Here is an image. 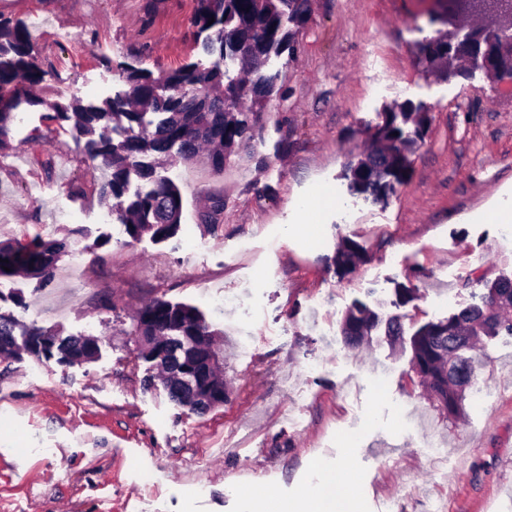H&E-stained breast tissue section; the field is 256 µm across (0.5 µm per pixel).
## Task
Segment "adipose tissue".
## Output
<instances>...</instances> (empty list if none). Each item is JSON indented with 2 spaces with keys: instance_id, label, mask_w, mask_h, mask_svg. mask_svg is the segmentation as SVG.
I'll return each instance as SVG.
<instances>
[{
  "instance_id": "ef3b65f1",
  "label": "adipose tissue",
  "mask_w": 512,
  "mask_h": 512,
  "mask_svg": "<svg viewBox=\"0 0 512 512\" xmlns=\"http://www.w3.org/2000/svg\"><path fill=\"white\" fill-rule=\"evenodd\" d=\"M247 512H359L352 492L338 490L334 494H320L315 489L303 488L296 499L280 507L270 504L265 492L256 485L244 489Z\"/></svg>"
}]
</instances>
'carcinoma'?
Masks as SVG:
<instances>
[{
  "label": "carcinoma",
  "mask_w": 512,
  "mask_h": 512,
  "mask_svg": "<svg viewBox=\"0 0 512 512\" xmlns=\"http://www.w3.org/2000/svg\"><path fill=\"white\" fill-rule=\"evenodd\" d=\"M312 12V0H197L193 24L205 32L200 48L207 55L238 63L239 72L251 79L232 78L217 63L202 68L196 63L158 76L133 65L123 69L127 90L98 104L59 107L57 117L74 120L86 138L84 150L100 160L109 172L98 187L99 200L108 206L127 234L138 239L145 234L163 240L180 229L182 196L177 185L159 174L171 150L185 161L198 158L213 169H224L231 156L246 149L260 135L263 108L278 94L279 73L268 71L270 61L284 52H293L299 33ZM214 22H209V19ZM458 32L448 29L418 46V55L430 73L448 75L460 58ZM35 86L40 72L30 54L29 30L19 21L0 18V148L7 145L9 124L21 102L36 100L24 96L18 81ZM411 122L415 129L404 134L396 124ZM428 113L411 107L385 114L381 123L369 129L367 148L347 165L351 190L378 195L401 183L411 163L410 156L424 141ZM147 182L145 191L128 194L131 177ZM224 217V197L211 196L200 212L201 223L216 225ZM68 251V241H34L26 245L0 242V276L23 273L43 283L55 275L56 262ZM358 258L356 245L344 243L335 261L344 268ZM476 283L486 289L483 306L464 310L446 320L431 322L417 329L410 338L412 369L421 371V384L446 418L461 416L466 400L465 387L451 376L456 365L480 366L474 356L463 352L474 349L482 336H512V278L492 281L481 274ZM140 335L155 336L164 342L168 336H215L217 332L193 306L155 298L137 312ZM373 315L363 306L350 309L343 321L347 344L358 345L371 332ZM17 323L0 314V353L10 358L19 350L37 357L58 352L71 363L96 355L102 338L72 336L56 338L50 330L31 327L22 331L29 337L18 345ZM180 360L177 346L159 360L167 373L164 388L175 402L188 399L191 389L177 386L170 377Z\"/></svg>",
  "instance_id": "carcinoma-1"
}]
</instances>
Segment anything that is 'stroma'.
Returning a JSON list of instances; mask_svg holds the SVG:
<instances>
[{
  "instance_id": "1",
  "label": "stroma",
  "mask_w": 512,
  "mask_h": 512,
  "mask_svg": "<svg viewBox=\"0 0 512 512\" xmlns=\"http://www.w3.org/2000/svg\"><path fill=\"white\" fill-rule=\"evenodd\" d=\"M427 0H313L294 55L273 59L281 95L251 152L223 171L172 159L183 220L167 240L131 239L98 198L104 177L56 104L126 89L121 67L159 75L211 56L196 48V0H0L27 24L41 74L0 150V241L68 239L49 286L0 277V313L20 328L101 337L89 362L0 359V512H243L242 488L291 501L342 472L361 512H512V337L485 339L484 405L448 421L411 368L406 333L481 303L512 275V91L468 62L424 72L416 43L436 37ZM426 110L402 184L380 199L344 177L365 131L404 104ZM332 191V205L304 200ZM224 219L198 222L210 196ZM355 243L350 269L333 263ZM226 295L237 296L231 306ZM162 297L196 307L224 350L223 405L197 414L147 387L151 363L130 330ZM377 325L360 348L347 311ZM386 368L384 391L373 383ZM362 431L356 447L343 435ZM444 448L431 455L427 431ZM375 323L373 315L363 306L356 305L350 309L343 321L342 333L346 342L351 346H358L362 336H368ZM349 336H355L350 339ZM359 342V343H358Z\"/></svg>"
}]
</instances>
